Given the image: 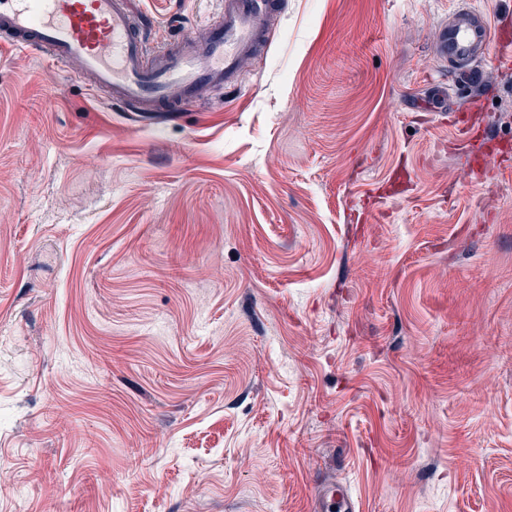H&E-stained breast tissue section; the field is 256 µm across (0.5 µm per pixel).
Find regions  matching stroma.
Returning <instances> with one entry per match:
<instances>
[{
  "label": "stroma",
  "mask_w": 512,
  "mask_h": 512,
  "mask_svg": "<svg viewBox=\"0 0 512 512\" xmlns=\"http://www.w3.org/2000/svg\"><path fill=\"white\" fill-rule=\"evenodd\" d=\"M148 54L224 0H129ZM277 0L241 92L144 118L0 43V512H512V69L454 135L440 22ZM321 499L322 508L326 511L353 512L356 508L352 494L342 483L325 488Z\"/></svg>",
  "instance_id": "35a3bbf8"
}]
</instances>
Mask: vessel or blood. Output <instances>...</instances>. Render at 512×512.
Segmentation results:
<instances>
[{
  "mask_svg": "<svg viewBox=\"0 0 512 512\" xmlns=\"http://www.w3.org/2000/svg\"><path fill=\"white\" fill-rule=\"evenodd\" d=\"M274 11L273 0H225L221 21L204 39L186 38L151 63L126 0H0V30L13 47L61 65L78 62L89 86L147 113L179 108L202 84L235 85L243 60L265 49ZM436 48L464 85L473 79L472 63L487 55L512 65V37L496 32L482 10L459 9L441 28ZM322 508L354 512L356 505L339 483L324 489Z\"/></svg>",
  "mask_w": 512,
  "mask_h": 512,
  "instance_id": "vessel-or-blood-1",
  "label": "vessel or blood"
}]
</instances>
